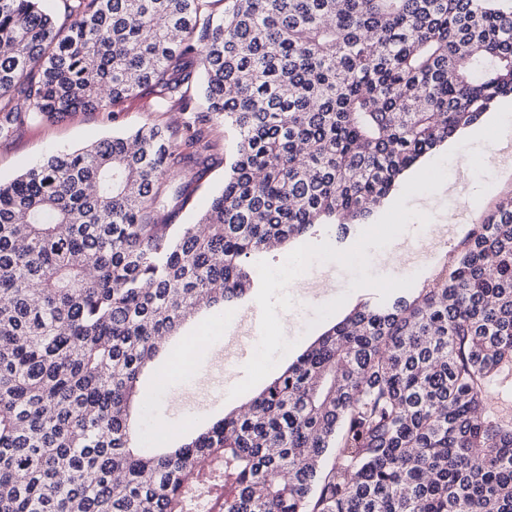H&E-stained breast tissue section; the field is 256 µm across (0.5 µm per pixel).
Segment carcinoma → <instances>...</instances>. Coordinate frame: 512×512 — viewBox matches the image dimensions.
<instances>
[{"label":"carcinoma","mask_w":512,"mask_h":512,"mask_svg":"<svg viewBox=\"0 0 512 512\" xmlns=\"http://www.w3.org/2000/svg\"><path fill=\"white\" fill-rule=\"evenodd\" d=\"M0 0V134L144 87L235 132L224 187L165 224L215 143L181 128L52 155L0 182V512H512V197L413 296L363 302L250 402L144 450L138 383L200 308L512 97V0ZM135 143V149L128 147ZM331 464L323 465L325 458ZM121 479H115V474ZM502 376L498 385L492 390L494 406L498 407L503 414L512 413V375Z\"/></svg>","instance_id":"1"}]
</instances>
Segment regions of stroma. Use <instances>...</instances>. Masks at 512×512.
Listing matches in <instances>:
<instances>
[{
    "label": "stroma",
    "instance_id": "obj_1",
    "mask_svg": "<svg viewBox=\"0 0 512 512\" xmlns=\"http://www.w3.org/2000/svg\"><path fill=\"white\" fill-rule=\"evenodd\" d=\"M185 119L186 114L177 103L171 104L167 111H156L155 97L147 89L107 109L72 112L55 120L22 117L9 133L0 136V181L15 178L51 154L72 151L147 123H163L177 128ZM208 132L216 147L207 163L177 175V182L188 186L189 201L185 204L178 200L171 202L169 223H195L211 196L224 183V173L235 150V136L223 121L217 119L209 122ZM498 149L500 166L493 171L475 170L472 187H461L452 195L442 191L407 200V207L429 214L433 223H443L452 214L459 218L456 235L442 246L426 243L418 222L409 224L405 233L407 242L425 251L424 261L414 269L415 287H422L426 279L450 265L485 214L501 198L512 195V137L500 139ZM254 303V298H246L225 308L217 319L211 320L212 350L197 355L193 368L169 382L165 395L156 396L153 405L144 411L140 426L145 438L153 436L150 427L153 421L188 423L202 429L234 412L238 404L251 400L252 395L248 392L234 402L225 397L227 381L241 380L244 372L241 361H225L224 344L241 341L239 319Z\"/></svg>",
    "mask_w": 512,
    "mask_h": 512
}]
</instances>
